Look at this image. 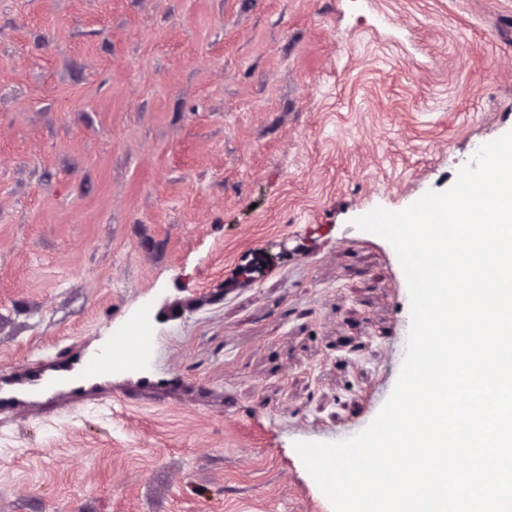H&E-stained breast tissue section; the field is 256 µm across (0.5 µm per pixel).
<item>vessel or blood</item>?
I'll return each instance as SVG.
<instances>
[{
    "instance_id": "1",
    "label": "vessel or blood",
    "mask_w": 512,
    "mask_h": 512,
    "mask_svg": "<svg viewBox=\"0 0 512 512\" xmlns=\"http://www.w3.org/2000/svg\"><path fill=\"white\" fill-rule=\"evenodd\" d=\"M150 345L148 332H141L139 343L119 340L125 354L124 366L134 369ZM116 368L111 353L79 349L59 359L41 353L24 367L0 373V419H8L31 409H55L94 405L112 396Z\"/></svg>"
}]
</instances>
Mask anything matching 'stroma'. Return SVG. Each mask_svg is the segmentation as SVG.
Instances as JSON below:
<instances>
[{
  "instance_id": "obj_1",
  "label": "stroma",
  "mask_w": 512,
  "mask_h": 512,
  "mask_svg": "<svg viewBox=\"0 0 512 512\" xmlns=\"http://www.w3.org/2000/svg\"><path fill=\"white\" fill-rule=\"evenodd\" d=\"M511 130L512 0H0V370L152 337L111 406L0 420V512H333L294 445L410 328L354 220Z\"/></svg>"
}]
</instances>
